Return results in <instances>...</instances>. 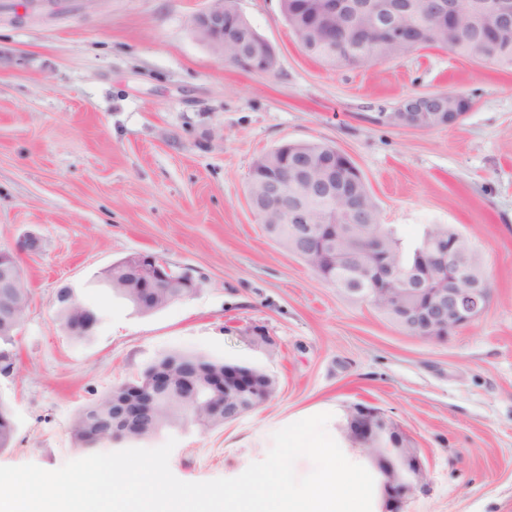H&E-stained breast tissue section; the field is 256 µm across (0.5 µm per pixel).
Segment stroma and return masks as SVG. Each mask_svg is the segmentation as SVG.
I'll list each match as a JSON object with an SVG mask.
<instances>
[{
    "label": "stroma",
    "instance_id": "1",
    "mask_svg": "<svg viewBox=\"0 0 512 512\" xmlns=\"http://www.w3.org/2000/svg\"><path fill=\"white\" fill-rule=\"evenodd\" d=\"M209 0H0V247L18 252L32 302L11 378L17 431L0 465L55 470L81 458L76 414L162 355L257 368L274 396L224 426L171 428L186 482L234 478L275 431L331 413L340 447L353 405L378 408L419 450L402 512H512V70L449 49L332 68L307 56L280 0H238L273 47L271 72L227 65L191 26ZM453 90L457 125L415 130L386 114L412 93ZM286 142H326L360 169L404 250L448 225L490 275V303L447 340L407 333L270 240L247 198L251 166ZM149 252L201 286L141 314L101 281ZM68 290L100 321L84 339L58 318ZM261 330L275 348L248 342Z\"/></svg>",
    "mask_w": 512,
    "mask_h": 512
}]
</instances>
